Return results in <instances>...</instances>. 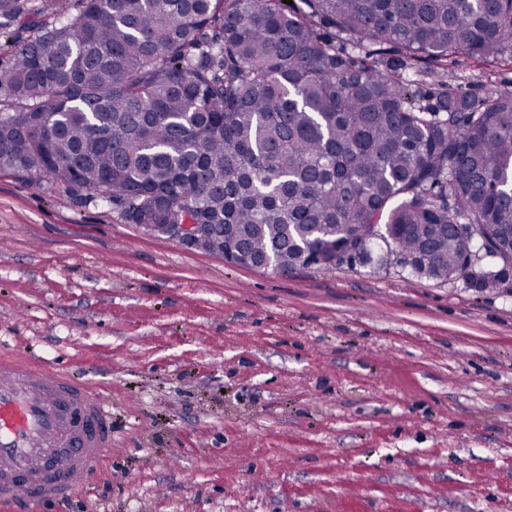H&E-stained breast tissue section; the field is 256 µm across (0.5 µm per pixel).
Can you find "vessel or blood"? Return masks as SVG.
<instances>
[{
	"label": "vessel or blood",
	"mask_w": 512,
	"mask_h": 512,
	"mask_svg": "<svg viewBox=\"0 0 512 512\" xmlns=\"http://www.w3.org/2000/svg\"><path fill=\"white\" fill-rule=\"evenodd\" d=\"M69 448L63 474L32 487L20 480L32 464ZM112 447L104 396L61 373L0 355V504L53 503L94 480Z\"/></svg>",
	"instance_id": "vessel-or-blood-1"
}]
</instances>
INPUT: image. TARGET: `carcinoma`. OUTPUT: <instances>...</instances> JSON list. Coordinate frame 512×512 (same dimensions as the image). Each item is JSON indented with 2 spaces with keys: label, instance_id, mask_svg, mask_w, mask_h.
<instances>
[{
  "label": "carcinoma",
  "instance_id": "cac0c4a2",
  "mask_svg": "<svg viewBox=\"0 0 512 512\" xmlns=\"http://www.w3.org/2000/svg\"><path fill=\"white\" fill-rule=\"evenodd\" d=\"M0 70V171L128 224L234 232L278 272L372 252L512 261V90L419 104L408 72L512 61V0H85Z\"/></svg>",
  "mask_w": 512,
  "mask_h": 512
}]
</instances>
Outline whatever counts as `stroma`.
<instances>
[{"label":"stroma","instance_id":"1","mask_svg":"<svg viewBox=\"0 0 512 512\" xmlns=\"http://www.w3.org/2000/svg\"><path fill=\"white\" fill-rule=\"evenodd\" d=\"M79 0H12L20 23ZM0 349L108 395L32 512H512V293L395 263L231 265L0 173Z\"/></svg>","mask_w":512,"mask_h":512}]
</instances>
